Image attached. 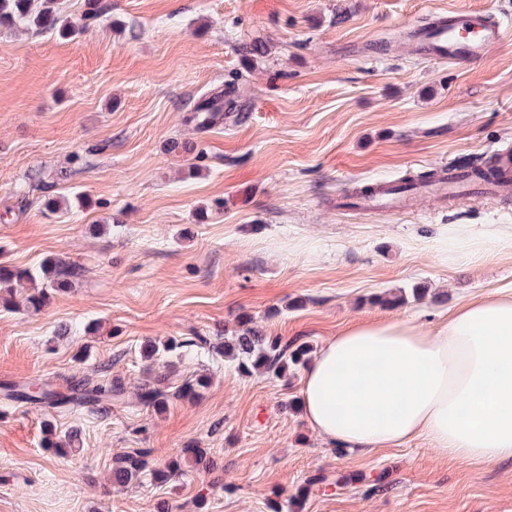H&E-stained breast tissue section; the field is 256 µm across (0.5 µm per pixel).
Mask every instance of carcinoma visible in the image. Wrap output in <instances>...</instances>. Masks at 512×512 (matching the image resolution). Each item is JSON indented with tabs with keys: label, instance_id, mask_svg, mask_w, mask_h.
Listing matches in <instances>:
<instances>
[{
	"label": "carcinoma",
	"instance_id": "carcinoma-1",
	"mask_svg": "<svg viewBox=\"0 0 512 512\" xmlns=\"http://www.w3.org/2000/svg\"><path fill=\"white\" fill-rule=\"evenodd\" d=\"M87 9L81 15V25L69 26L63 18V0H0V22L11 24L36 33L46 32L55 28L80 34L112 12V0H87ZM235 86H225L224 93L211 99L203 100L194 106L186 121L195 124L197 129L206 128L223 118L221 99L227 100V106L233 110L235 101L231 96ZM78 275V269L60 260L47 261L36 270H11L0 266V288L5 293L0 295V305L13 309L23 306L34 312L48 306L52 297L67 289L68 280ZM427 291L417 285L410 291L404 290L386 299L389 305H400L407 297L419 301L426 297ZM197 345L193 339H168L163 342H148L144 345L141 357L147 370L153 372L161 365H168V357L182 348ZM311 347L305 343L288 344L277 336H269L253 326V318L249 315L240 317V329L234 336L224 337V357L234 362L238 371L244 375L262 374L282 379L291 376L303 367L309 359ZM209 379L201 375L183 385L177 392L178 397L199 395V391L208 386ZM117 386L111 382H95L88 377L74 378L60 388L51 382L15 383L5 387L4 398L11 401H22L39 407L59 408L63 406L87 407L95 410L104 408V404L112 401ZM170 397L168 391L149 384L141 389L140 399L144 405L156 410L166 406ZM77 435L69 434L63 438H55L54 430L46 427L44 447L54 453L64 448L75 446ZM150 451L139 448L132 453L113 456L112 484L125 486L139 479L144 472H150L157 483L169 481L180 469V464L173 461L163 467L148 469Z\"/></svg>",
	"mask_w": 512,
	"mask_h": 512
}]
</instances>
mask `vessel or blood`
<instances>
[{
    "mask_svg": "<svg viewBox=\"0 0 512 512\" xmlns=\"http://www.w3.org/2000/svg\"><path fill=\"white\" fill-rule=\"evenodd\" d=\"M512 38V29L505 27L493 14L481 11L451 10L438 14L426 26L410 30L407 44L411 51L438 61L467 65L481 61L488 50ZM495 169L499 176L478 182L467 170L451 165L445 173L423 185V192L454 200L467 190L494 194L512 186V148L497 151ZM358 210L371 213L413 210V193L398 190L396 184L384 182L355 199Z\"/></svg>",
    "mask_w": 512,
    "mask_h": 512,
    "instance_id": "obj_1",
    "label": "vessel or blood"
}]
</instances>
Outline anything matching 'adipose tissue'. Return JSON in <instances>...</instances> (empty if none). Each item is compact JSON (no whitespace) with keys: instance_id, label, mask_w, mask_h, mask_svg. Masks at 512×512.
Segmentation results:
<instances>
[{"instance_id":"obj_1","label":"adipose tissue","mask_w":512,"mask_h":512,"mask_svg":"<svg viewBox=\"0 0 512 512\" xmlns=\"http://www.w3.org/2000/svg\"><path fill=\"white\" fill-rule=\"evenodd\" d=\"M512 244L499 225L448 227V261ZM325 441L362 450L426 438L464 462L512 461V289L482 293L436 326L407 319L348 325L325 341L300 384Z\"/></svg>"}]
</instances>
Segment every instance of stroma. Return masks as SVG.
Returning a JSON list of instances; mask_svg holds the SVG:
<instances>
[{"instance_id":"35a3bbf8","label":"stroma","mask_w":512,"mask_h":512,"mask_svg":"<svg viewBox=\"0 0 512 512\" xmlns=\"http://www.w3.org/2000/svg\"><path fill=\"white\" fill-rule=\"evenodd\" d=\"M448 9L512 27V0H112L76 37L0 25V265L79 270L41 312L0 309V386L125 385L103 412L0 399V512H197L200 497L206 512H512V462L454 460L423 438L332 445L304 418L300 377L246 376L217 350L243 313L317 350L353 320L435 322L512 288V247L453 266L441 244L452 224L512 230V189L409 214L342 203L512 145V40L465 68L401 44ZM254 41L272 50L253 66ZM231 82L246 119L185 124ZM419 283L424 300L382 303ZM181 336L207 344L176 358L169 389L211 384L159 414L137 397L140 347ZM47 422L79 448L46 450ZM191 446L209 469L111 484L114 454L164 465Z\"/></svg>"}]
</instances>
